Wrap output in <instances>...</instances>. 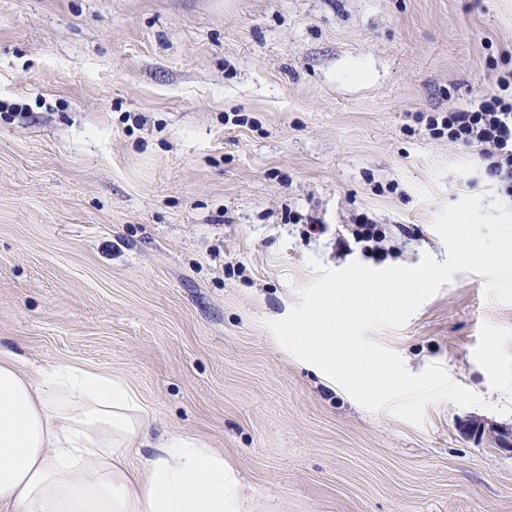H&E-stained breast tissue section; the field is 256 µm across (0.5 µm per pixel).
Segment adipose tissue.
<instances>
[{
  "instance_id": "1",
  "label": "adipose tissue",
  "mask_w": 512,
  "mask_h": 512,
  "mask_svg": "<svg viewBox=\"0 0 512 512\" xmlns=\"http://www.w3.org/2000/svg\"><path fill=\"white\" fill-rule=\"evenodd\" d=\"M228 485L223 455L202 441L153 439L122 379L28 373L0 345V512H229Z\"/></svg>"
}]
</instances>
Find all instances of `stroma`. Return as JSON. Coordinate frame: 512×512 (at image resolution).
I'll use <instances>...</instances> for the list:
<instances>
[{
	"label": "stroma",
	"mask_w": 512,
	"mask_h": 512,
	"mask_svg": "<svg viewBox=\"0 0 512 512\" xmlns=\"http://www.w3.org/2000/svg\"><path fill=\"white\" fill-rule=\"evenodd\" d=\"M512 70V0H0V344L139 394L223 454L238 512H512V302L458 272L369 337L483 403H356L271 321L358 213L445 261L496 199L421 118ZM320 217L305 241L287 210Z\"/></svg>",
	"instance_id": "obj_1"
}]
</instances>
